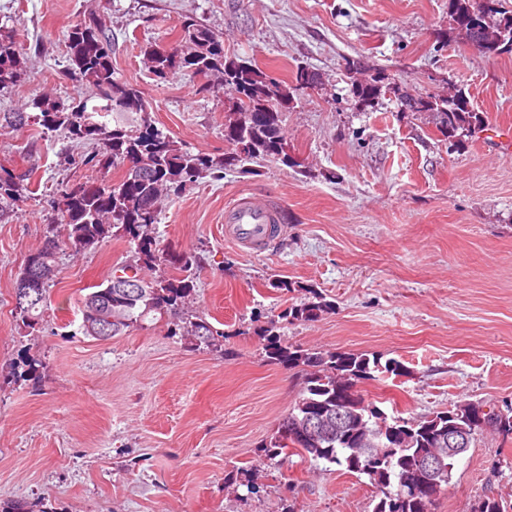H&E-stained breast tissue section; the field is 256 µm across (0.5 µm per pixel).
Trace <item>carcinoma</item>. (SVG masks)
I'll list each match as a JSON object with an SVG mask.
<instances>
[{"label": "carcinoma", "instance_id": "cac0c4a2", "mask_svg": "<svg viewBox=\"0 0 512 512\" xmlns=\"http://www.w3.org/2000/svg\"><path fill=\"white\" fill-rule=\"evenodd\" d=\"M504 0H448L450 29L470 27L472 14L484 11L480 29L470 45L489 55L512 52V43L500 44L485 36L502 27L512 28V10ZM181 40L188 49L147 46L144 56L151 73L160 81L179 75L211 78L218 89L229 88L234 98L225 107L224 140L231 151L224 156L193 154L179 148L173 139L152 121V103L144 92L115 77L112 66V33L100 20L88 16L68 35L67 73L89 86L92 94L69 104L47 98L31 102L37 113L0 112V132L19 131L34 123L48 132H60L77 143H92L95 150L84 162L106 170H123L120 180L112 183L62 185L50 207L64 226L65 238L56 228L47 226L44 241L24 259L13 288L15 310L29 333L42 329L47 307L49 284L53 281L59 253L68 246L80 253L108 238H124L134 246L130 259L116 271L122 280L111 276L105 285H96L84 298L82 324L85 335L110 339L126 332L144 317L177 315L194 292L196 257L184 253L160 251L154 235L158 205L162 198L177 196L200 179L224 172V169L253 159L286 155L288 142L281 125L282 110L293 100V87L273 78L250 61L224 54L222 36L192 19L184 21ZM26 75L24 58L15 33L0 28V93L16 85ZM389 85L384 77L372 74L355 82L351 92L356 101L369 106ZM403 112H426L438 131L454 147L465 138L483 131V113L458 107V91L448 97L417 96L393 89ZM30 175L17 174L0 165V222L31 193ZM147 268L158 274L147 278ZM312 299L293 305L279 319L312 321L332 309L333 304L319 292L310 290ZM99 302L112 317L107 327L90 333L86 322L91 316L89 303ZM278 319H270L255 330L266 341V354L272 361L300 367L304 371L302 398L279 423L265 455L276 458L293 453L303 461L323 460L368 477L375 488L373 512H433L436 501L448 485L452 470L443 473L437 486L415 497L400 499L398 491L405 478L419 470L421 458L438 450L437 429L448 424V412L438 411L418 420L388 421L381 410L367 403L356 386L375 379V373L397 377L408 375L404 365L395 360L366 353L342 351H304L281 343ZM186 333L197 341L217 346L224 332L200 319L188 322ZM342 402L352 422L349 431L336 432L331 414ZM318 409L328 414L329 431L316 440L308 435V415ZM489 428L512 436V409L490 412ZM473 512H512V504L496 498L481 500Z\"/></svg>", "mask_w": 512, "mask_h": 512}]
</instances>
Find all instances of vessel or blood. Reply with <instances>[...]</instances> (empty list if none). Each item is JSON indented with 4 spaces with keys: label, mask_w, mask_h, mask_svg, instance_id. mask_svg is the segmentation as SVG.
I'll return each instance as SVG.
<instances>
[{
    "label": "vessel or blood",
    "mask_w": 512,
    "mask_h": 512,
    "mask_svg": "<svg viewBox=\"0 0 512 512\" xmlns=\"http://www.w3.org/2000/svg\"><path fill=\"white\" fill-rule=\"evenodd\" d=\"M280 220L276 207L252 196L242 197L224 210V236L235 245L259 249Z\"/></svg>",
    "instance_id": "1"
}]
</instances>
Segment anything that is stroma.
<instances>
[{
    "label": "stroma",
    "instance_id": "stroma-1",
    "mask_svg": "<svg viewBox=\"0 0 512 512\" xmlns=\"http://www.w3.org/2000/svg\"><path fill=\"white\" fill-rule=\"evenodd\" d=\"M91 13L112 31L116 78L144 91L157 127L194 153L228 152L223 101L199 77L156 81L141 51L177 46L185 19L269 75L291 83L302 67L321 84L295 92L283 114L287 158L242 162L160 205V247L201 258L188 309L225 331L219 349L175 334L165 317L109 340L80 332L89 288L128 255L115 240L64 249L44 328L29 335L13 286L43 241L49 199L59 184L116 173L36 124L0 135V163L32 170L36 192L0 223V501L33 512H372L367 476L266 457L302 388L254 333L274 317L282 344L407 366L357 385L388 415L512 405V147L499 143L512 125V53L487 56L452 35L448 0H0L27 66L0 112L89 94L65 70L67 34ZM358 58L414 95L464 91L487 130L453 149L393 94L356 109ZM243 195L281 215L260 253L224 237V208ZM275 279L290 290L271 288ZM313 290L332 311L282 319ZM488 496L512 503V443L490 430L456 461L434 512H473Z\"/></svg>",
    "mask_w": 512,
    "mask_h": 512
}]
</instances>
